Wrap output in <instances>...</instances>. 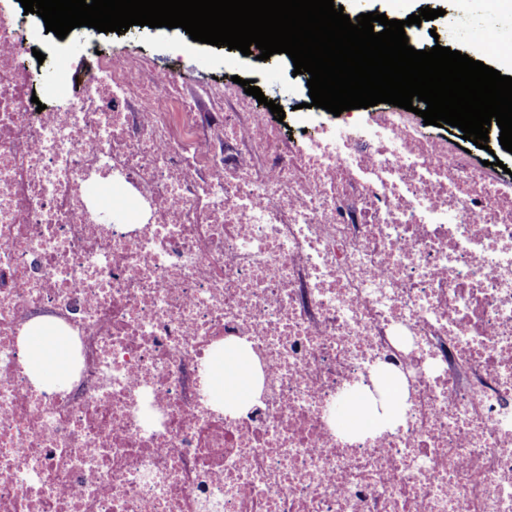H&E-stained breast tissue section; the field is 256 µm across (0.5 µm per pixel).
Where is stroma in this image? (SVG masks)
I'll use <instances>...</instances> for the list:
<instances>
[{
  "label": "stroma",
  "mask_w": 512,
  "mask_h": 512,
  "mask_svg": "<svg viewBox=\"0 0 512 512\" xmlns=\"http://www.w3.org/2000/svg\"><path fill=\"white\" fill-rule=\"evenodd\" d=\"M344 12L357 16L379 12L389 17L405 18L429 7L444 9V16L422 22L414 36L419 44H439L483 61L489 67L499 68L501 74L512 77V68L498 66L496 60L483 56L474 36L479 30H503L512 32V15L495 12L490 4H482L471 16L458 14L455 0H335ZM101 53L125 52L141 56L157 67L179 69L189 90L196 91L214 85L215 81L239 76L254 81L267 99L279 104L284 112L305 102L304 88L299 78L289 74L279 58L256 64L250 57L228 47H216L191 40L189 34L173 32L162 27L134 29L118 35L111 32L94 33L76 31L64 41L45 52L38 81L47 83L67 78L84 62L91 50Z\"/></svg>",
  "instance_id": "1"
}]
</instances>
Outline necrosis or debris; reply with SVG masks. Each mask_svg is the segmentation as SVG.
I'll return each mask as SVG.
<instances>
[{"label":"necrosis or debris","instance_id":"obj_1","mask_svg":"<svg viewBox=\"0 0 512 512\" xmlns=\"http://www.w3.org/2000/svg\"><path fill=\"white\" fill-rule=\"evenodd\" d=\"M29 47L0 12V512H512V176L399 107L288 138L132 54L40 110ZM228 343L259 371L234 414ZM389 375L399 421L340 429ZM23 362L36 386L51 390L63 384L67 376L68 339L49 319L32 322L20 339ZM54 356L49 365L47 359ZM229 363L235 366L232 376L228 372ZM252 385L251 360L245 350L226 346L208 360L207 392H212L217 399L209 397L213 404L228 410L237 409L249 399Z\"/></svg>","mask_w":512,"mask_h":512}]
</instances>
